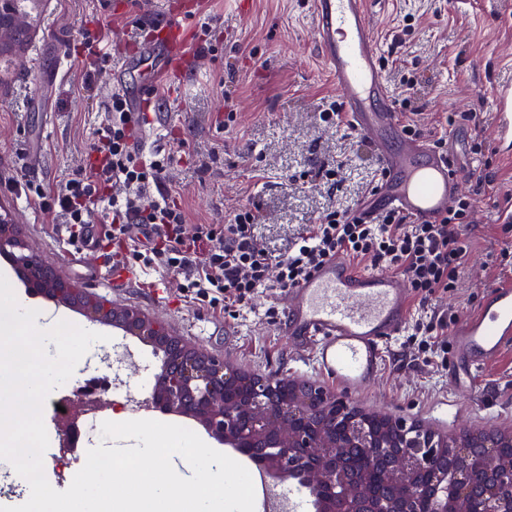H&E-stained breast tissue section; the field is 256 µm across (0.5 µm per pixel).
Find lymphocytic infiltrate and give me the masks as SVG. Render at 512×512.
I'll return each instance as SVG.
<instances>
[{"mask_svg": "<svg viewBox=\"0 0 512 512\" xmlns=\"http://www.w3.org/2000/svg\"><path fill=\"white\" fill-rule=\"evenodd\" d=\"M140 120L123 94H113L92 146L94 162L53 188L26 184V196L63 217L61 231L70 242L86 238L89 224H96L98 238L130 242L119 265L163 269L179 279L182 297L232 319L260 291L285 292L339 254L398 274L423 304L454 286L468 249L459 228L472 219L473 198L457 197L437 224H417L392 209L364 224L358 204L332 206L276 258L256 242L257 208L241 207L221 224H190L182 207L154 195L170 159L142 157L132 141Z\"/></svg>", "mask_w": 512, "mask_h": 512, "instance_id": "1", "label": "lymphocytic infiltrate"}]
</instances>
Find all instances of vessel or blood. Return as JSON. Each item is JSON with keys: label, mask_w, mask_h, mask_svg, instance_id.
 Wrapping results in <instances>:
<instances>
[{"label": "vessel or blood", "mask_w": 512, "mask_h": 512, "mask_svg": "<svg viewBox=\"0 0 512 512\" xmlns=\"http://www.w3.org/2000/svg\"><path fill=\"white\" fill-rule=\"evenodd\" d=\"M375 0H311L314 42L332 81L342 93V107L352 130L374 148L383 180L373 206H389L421 223L443 217L457 195L460 172L447 156L420 139L402 135L401 125L382 68L374 37ZM163 39L140 41L135 59L125 68L161 59L176 72L187 56L181 25L166 19ZM497 149L512 153V86L495 97ZM283 332L300 349L307 363L330 387L356 396L381 376L385 348L404 327L410 311L409 292L402 278L372 272L336 256L281 298ZM512 352V282L491 287L478 309L467 315L452 334L453 384L475 385L482 374ZM290 512H306L304 486H278Z\"/></svg>", "instance_id": "1"}]
</instances>
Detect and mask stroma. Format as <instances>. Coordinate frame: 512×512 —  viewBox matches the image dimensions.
I'll list each match as a JSON object with an SVG mask.
<instances>
[{
    "label": "stroma",
    "instance_id": "1",
    "mask_svg": "<svg viewBox=\"0 0 512 512\" xmlns=\"http://www.w3.org/2000/svg\"><path fill=\"white\" fill-rule=\"evenodd\" d=\"M180 2L44 0L39 36L14 59L12 84L0 88V214L19 224L44 264L87 294L142 312L235 369L315 382L280 322L265 315L280 305V295L257 294L232 320L183 301L178 280L156 268L137 270L126 287H109L104 276L111 257L70 245L58 231L59 216L14 190L15 180L52 185L86 164L112 94L138 92L119 75L132 40L150 38L168 4ZM309 2L198 0L185 22L190 57L180 81L155 76V95L138 106L147 119L135 138L144 153L173 151L162 189L189 223L220 224L239 206L257 207L264 216L257 241L276 256L327 207L364 199L380 172L366 140L319 120L340 94L316 56ZM374 36L381 56L397 58L385 68L390 92H397L402 72L417 80L400 120L433 129L446 115L471 116L455 127L462 137L458 163L471 170L460 192L475 200L473 222L462 230L470 251L454 288L436 301L437 309L459 319L507 277L496 201L512 190V157L497 152L492 133L493 95L512 85V0H380ZM92 67L97 75L87 90L82 77ZM477 138L496 176L490 190L479 185L482 158L470 152ZM339 160L345 164L340 186L285 183L287 176ZM92 268L101 269L102 279L86 277ZM344 401L450 437L476 427L512 431V355L474 389L456 391L447 368L400 334L391 340L379 381Z\"/></svg>",
    "mask_w": 512,
    "mask_h": 512
}]
</instances>
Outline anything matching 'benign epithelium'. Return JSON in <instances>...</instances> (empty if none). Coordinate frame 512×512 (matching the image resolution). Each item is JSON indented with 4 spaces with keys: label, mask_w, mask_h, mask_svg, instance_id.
<instances>
[{
    "label": "benign epithelium",
    "mask_w": 512,
    "mask_h": 512,
    "mask_svg": "<svg viewBox=\"0 0 512 512\" xmlns=\"http://www.w3.org/2000/svg\"><path fill=\"white\" fill-rule=\"evenodd\" d=\"M16 228L0 215V253L16 261L28 293L69 303L67 294L76 289L38 261ZM84 314L165 351L154 376L156 407L195 418L230 448L249 454L257 448L266 451L267 466L274 472L324 490L318 512H421L419 495L402 493L419 474L427 479L428 512H462L459 502L474 487L488 489L493 497H512V464L498 455L503 438L498 434L463 431L448 438L389 414L347 405L316 384H275L243 374L125 306L91 299ZM363 447L384 449L396 487L392 495L371 494L349 467L343 449ZM450 448L460 457L469 448L483 449L480 464L440 467L439 457Z\"/></svg>",
    "instance_id": "7a95c632"
}]
</instances>
